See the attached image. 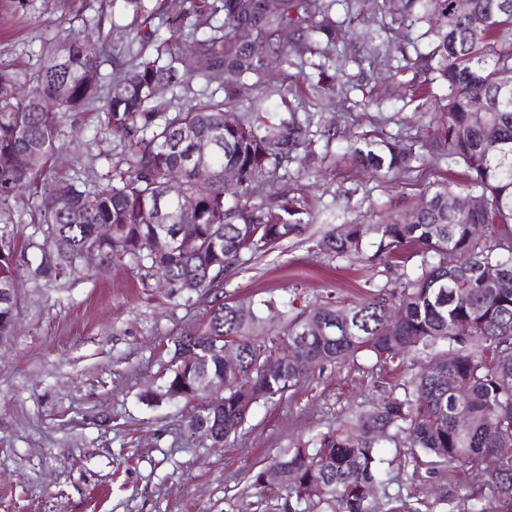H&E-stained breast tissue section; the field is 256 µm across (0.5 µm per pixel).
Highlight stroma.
<instances>
[{"mask_svg":"<svg viewBox=\"0 0 512 512\" xmlns=\"http://www.w3.org/2000/svg\"><path fill=\"white\" fill-rule=\"evenodd\" d=\"M331 14L345 24L338 53L304 52L292 66H276L277 80L297 88L290 102L260 91L269 117L300 105L315 125H336L327 158L308 171L289 164L283 183L304 198L314 220L302 236L239 266L219 293L174 295L154 271L118 261L103 273L94 258L74 276L42 270V228L27 198L12 201L13 223L0 224L17 274L14 326L0 336V512H253L256 473L341 419L367 412L404 376L429 365L426 356L400 373L366 358L324 365L283 398L254 405L242 430L217 448L187 431L193 403L147 400L169 376L174 339L204 322L214 297L275 301L256 328L260 336L280 327L291 306L364 298L369 275L361 258L328 256L318 240L333 225L405 215L425 183L448 169L431 158L422 172L383 178L345 159L349 140L365 132L427 136L426 119L408 101L360 105L374 79L402 65L403 53L426 49L427 26L381 28L373 0H336ZM67 26L38 4L1 17L0 63L36 68L41 33ZM370 39L381 47L371 72L353 61ZM322 69L345 70L355 85L349 100L311 98L307 84ZM59 129L51 159L57 176L107 185L121 145L106 112L66 113ZM391 470L390 494L403 487L425 502L456 499L458 486L475 481L463 472L449 482L442 465L430 474L399 462Z\"/></svg>","mask_w":512,"mask_h":512,"instance_id":"1","label":"stroma"}]
</instances>
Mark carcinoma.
Instances as JSON below:
<instances>
[{
  "label": "carcinoma",
  "instance_id": "carcinoma-1",
  "mask_svg": "<svg viewBox=\"0 0 512 512\" xmlns=\"http://www.w3.org/2000/svg\"><path fill=\"white\" fill-rule=\"evenodd\" d=\"M144 0H43L45 9L70 16L80 28L62 37L40 39L37 70L0 65V84L13 90L0 97V224L13 223L10 202L26 194L37 223L45 226L46 254L57 255L60 271L73 274L86 251L101 265L128 261L150 265L168 280L171 293L221 288L224 276L242 257L254 256L301 235L313 223L303 198L279 188L280 170L316 140L314 114L290 107L278 121L256 117L232 126L224 113L247 102L261 110L253 94L276 78L264 60L293 64V50L280 40L291 29L303 37L309 53L337 44L343 22L322 0H221L224 22L212 24L207 5L196 7L189 32L169 27V36L153 25L154 15L136 27L130 45L134 61L105 76V47L85 51L81 32L105 37L115 9L142 15ZM81 8L75 10V4ZM382 28L411 19L425 22L428 50L406 59L414 70L407 85H385L369 102L379 107L411 92L415 111L430 117L427 139L408 134L359 136L347 148L349 158L375 173L393 176L420 171L427 156L448 160L461 172L429 183L415 209L402 218L372 224H341L327 230L319 245L338 257L361 256L368 269L389 262L405 248L418 258L414 272L394 283L379 284L369 274L363 299L343 304L303 306L288 315L272 336L254 335L262 308L272 301L244 303L214 300L203 325L174 341V353L192 349L200 360L176 361L160 400L188 396L204 383L224 390V407L205 410L187 423L224 444L242 428L251 407L283 397L299 381L326 363L371 356L402 369L405 359L447 347L421 373L397 383L365 414L341 421L316 435L312 446L294 448L275 460L288 512H435V504L391 496L394 478L378 448L403 449L414 473L442 463L448 472L481 466L487 457L499 469L483 475L478 494H468L446 512H486L485 495L512 506V85L501 75L512 71V0H470L462 14L455 0H380ZM210 32L199 38L197 30ZM200 78L215 91L191 93ZM163 84L178 103L176 111L153 93ZM447 89L439 97L433 85ZM348 85L319 72L317 97H347ZM57 100L53 111L41 106ZM103 99L112 128L124 137L120 159L106 187L89 190L50 174L47 163L56 148L59 115L82 112ZM189 128L201 138L215 137L219 148L201 168L189 162ZM27 158L19 167L18 159ZM236 179L228 191L224 175ZM194 199L190 210L180 197ZM460 200L448 209V197ZM63 198L65 209L57 208ZM479 198L482 206H469ZM170 213L166 224L153 221L158 210ZM112 228L108 236L101 225ZM193 224L196 238H175L178 225ZM458 262L448 267V251ZM493 276L501 287L486 293ZM16 277L11 247L0 245V335L14 321ZM398 321L390 323L393 315ZM314 323L332 328L326 337L305 338ZM288 342L291 355L280 356ZM238 350L237 364L224 365L223 350ZM464 409L469 428L454 422Z\"/></svg>",
  "mask_w": 512,
  "mask_h": 512
}]
</instances>
